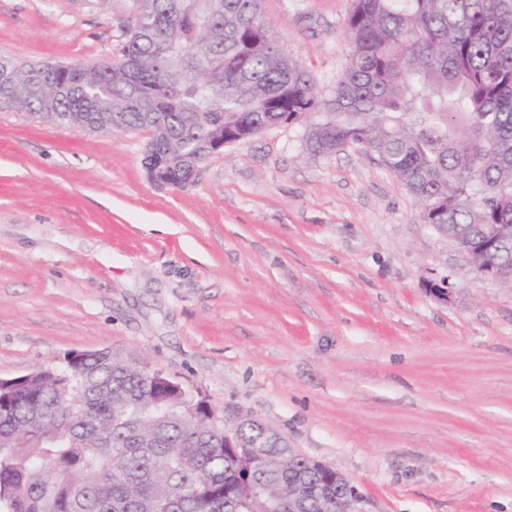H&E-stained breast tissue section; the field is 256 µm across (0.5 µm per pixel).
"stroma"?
Segmentation results:
<instances>
[{"label":"stroma","mask_w":512,"mask_h":512,"mask_svg":"<svg viewBox=\"0 0 512 512\" xmlns=\"http://www.w3.org/2000/svg\"><path fill=\"white\" fill-rule=\"evenodd\" d=\"M350 0H262L319 88ZM132 0H0V56L119 57ZM303 126L225 146L161 188L145 131L0 112V376L109 348L348 478L356 512H512V288L480 280L413 198ZM455 287L442 304L430 281Z\"/></svg>","instance_id":"stroma-1"}]
</instances>
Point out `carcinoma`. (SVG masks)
Segmentation results:
<instances>
[{
  "instance_id": "1",
  "label": "carcinoma",
  "mask_w": 512,
  "mask_h": 512,
  "mask_svg": "<svg viewBox=\"0 0 512 512\" xmlns=\"http://www.w3.org/2000/svg\"><path fill=\"white\" fill-rule=\"evenodd\" d=\"M118 60L58 68L41 83L0 57V112L93 132L145 130L162 178L186 187L192 159L236 135L298 123L304 149L375 154L442 237L512 247V0H351L345 68L329 90L288 55L260 0H133ZM512 288V250L482 253ZM154 402L162 409L145 411ZM183 387L108 348L70 354L0 392L6 512H272L267 488L322 512L343 485L280 437L238 417L220 428ZM235 430L240 447L224 445Z\"/></svg>"
}]
</instances>
